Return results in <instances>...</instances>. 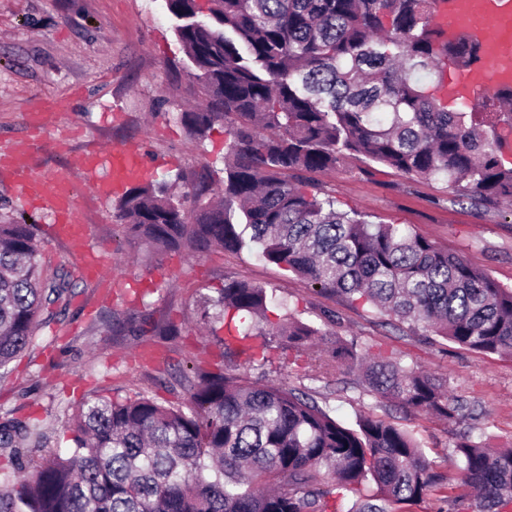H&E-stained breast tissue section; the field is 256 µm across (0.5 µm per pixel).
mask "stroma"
Segmentation results:
<instances>
[{"instance_id": "obj_1", "label": "stroma", "mask_w": 512, "mask_h": 512, "mask_svg": "<svg viewBox=\"0 0 512 512\" xmlns=\"http://www.w3.org/2000/svg\"><path fill=\"white\" fill-rule=\"evenodd\" d=\"M187 64L166 0H0V148L29 140V114L41 105L52 138L67 151H41L36 170L72 178L79 213L91 227L85 250H76L54 235L49 210L32 208L0 174V221L34 225L44 277L65 275L71 282L70 295L47 315L35 345L0 371V414L38 423L47 446L64 452L73 446L71 415L86 397L145 394L165 405L183 404L189 393L180 375L193 363L287 385L349 423L363 413L393 415L450 480L456 475L448 456L454 432L470 430L493 444L512 438V357L395 330L371 309L319 294L307 280L247 254L149 255L125 235L119 195L99 193L77 173L81 155L113 147L144 153L151 179H177L180 194L224 176L223 125L198 142L177 118L196 103ZM319 180L341 209L403 225L512 286V217L502 207L453 202L444 181L414 179L358 157ZM91 258L111 276V287L86 273ZM230 277L275 292L305 323L318 327L322 312L336 313L340 336L446 380L470 417L451 426L390 413L361 390H341L337 375L291 365L284 345L262 368L245 365L240 356L225 358L219 337L201 327L200 312ZM146 319L174 322L180 333L140 335L136 328Z\"/></svg>"}]
</instances>
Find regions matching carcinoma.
Returning a JSON list of instances; mask_svg holds the SVG:
<instances>
[{"mask_svg":"<svg viewBox=\"0 0 512 512\" xmlns=\"http://www.w3.org/2000/svg\"><path fill=\"white\" fill-rule=\"evenodd\" d=\"M440 0H167L177 20L199 111L179 120L202 142L224 123V188L203 184L194 207L165 183L135 184L119 200L127 233L156 251L256 253L352 307L470 351L512 355V288L458 253L398 224L337 206L315 175L353 157L448 183L453 200L505 205L512 161V87L463 110L445 96L444 67L480 47L436 26ZM33 225L0 224V370L34 342L39 318L70 291L42 277ZM285 311L277 327L267 311ZM201 320L235 330L225 354L263 365L285 338L311 371L358 372L353 386L404 413L455 423L467 404L436 376L356 340L308 345L330 330L297 319L267 289L227 279ZM186 408L139 395L93 396L73 413L74 448L47 450L30 422L0 419L15 480L0 512H398L442 487L415 437L370 414L337 420L305 394L240 374H184ZM458 485L438 512H512V441L468 433L448 444ZM358 494L342 510L347 493Z\"/></svg>","mask_w":512,"mask_h":512,"instance_id":"cac0c4a2","label":"carcinoma"}]
</instances>
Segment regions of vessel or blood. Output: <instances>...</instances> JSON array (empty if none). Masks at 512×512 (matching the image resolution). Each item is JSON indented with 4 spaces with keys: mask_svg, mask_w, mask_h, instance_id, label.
I'll return each mask as SVG.
<instances>
[{
    "mask_svg": "<svg viewBox=\"0 0 512 512\" xmlns=\"http://www.w3.org/2000/svg\"><path fill=\"white\" fill-rule=\"evenodd\" d=\"M435 21L448 33H466L482 51L479 61L449 79V96L474 103L489 90L512 86V0H442ZM45 143L44 137L37 136L11 151L15 181L24 198L54 211L58 235L84 248L88 227L79 221L73 182L61 174L35 175L28 164L33 151ZM110 159L107 186L112 190L123 188L149 170L142 154L123 148L113 149Z\"/></svg>",
    "mask_w": 512,
    "mask_h": 512,
    "instance_id": "obj_1",
    "label": "vessel or blood"
}]
</instances>
